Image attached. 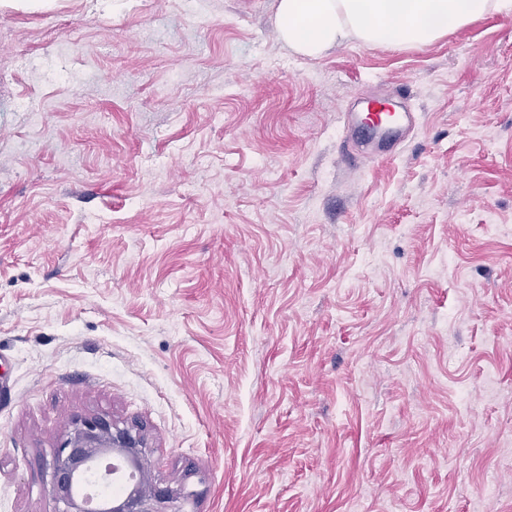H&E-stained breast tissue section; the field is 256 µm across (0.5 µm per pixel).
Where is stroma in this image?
I'll use <instances>...</instances> for the list:
<instances>
[{
    "instance_id": "obj_1",
    "label": "stroma",
    "mask_w": 512,
    "mask_h": 512,
    "mask_svg": "<svg viewBox=\"0 0 512 512\" xmlns=\"http://www.w3.org/2000/svg\"><path fill=\"white\" fill-rule=\"evenodd\" d=\"M277 5L0 0V512L93 414L184 512H512V14L308 58ZM397 103L395 112H383L381 106L386 103L380 98H370L364 101L366 112L341 113L345 130L341 142L343 156L353 161H386L394 158L401 145L418 127L420 114L413 112L409 105V96L405 90L397 88ZM356 137L366 146L365 151H355L349 148L348 141Z\"/></svg>"
}]
</instances>
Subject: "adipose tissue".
<instances>
[{"label": "adipose tissue", "instance_id": "1", "mask_svg": "<svg viewBox=\"0 0 512 512\" xmlns=\"http://www.w3.org/2000/svg\"><path fill=\"white\" fill-rule=\"evenodd\" d=\"M512 14V0H279L281 38L316 56L355 38L426 45L488 11Z\"/></svg>", "mask_w": 512, "mask_h": 512}]
</instances>
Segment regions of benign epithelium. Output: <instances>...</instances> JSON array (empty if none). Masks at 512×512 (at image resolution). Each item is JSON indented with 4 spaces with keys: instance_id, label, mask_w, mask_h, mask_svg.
Here are the masks:
<instances>
[{
    "instance_id": "7a95c632",
    "label": "benign epithelium",
    "mask_w": 512,
    "mask_h": 512,
    "mask_svg": "<svg viewBox=\"0 0 512 512\" xmlns=\"http://www.w3.org/2000/svg\"><path fill=\"white\" fill-rule=\"evenodd\" d=\"M144 427L137 421L119 423L106 415H91L74 422L58 438L50 463L49 492L63 505L59 512H88L79 497L77 484L82 473L105 454L120 455L139 472V480L106 512H171L179 498H189L185 487L173 489L152 479V463L146 453Z\"/></svg>"
}]
</instances>
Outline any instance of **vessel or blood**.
<instances>
[{
	"label": "vessel or blood",
	"mask_w": 512,
	"mask_h": 512,
	"mask_svg": "<svg viewBox=\"0 0 512 512\" xmlns=\"http://www.w3.org/2000/svg\"><path fill=\"white\" fill-rule=\"evenodd\" d=\"M397 103L394 111L382 109L383 101L370 98L362 112L347 111L341 120L346 139H360L364 150L344 149V156L352 160L386 161L395 157L401 145L417 128L419 113L413 112L409 105V96L405 90H397Z\"/></svg>",
	"instance_id": "vessel-or-blood-1"
}]
</instances>
